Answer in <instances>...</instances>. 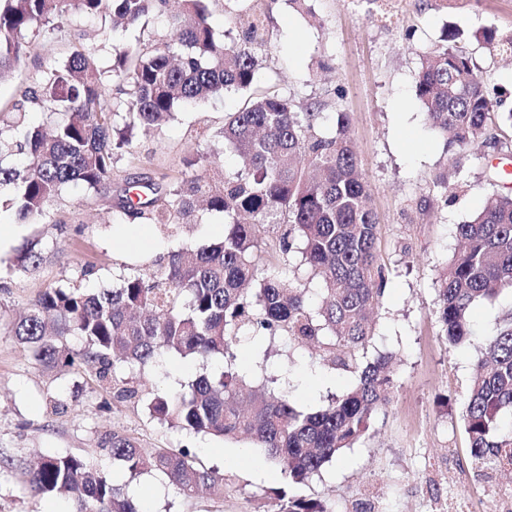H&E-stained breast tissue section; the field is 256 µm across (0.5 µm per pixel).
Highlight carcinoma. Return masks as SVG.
Segmentation results:
<instances>
[{
  "instance_id": "obj_1",
  "label": "carcinoma",
  "mask_w": 512,
  "mask_h": 512,
  "mask_svg": "<svg viewBox=\"0 0 512 512\" xmlns=\"http://www.w3.org/2000/svg\"><path fill=\"white\" fill-rule=\"evenodd\" d=\"M168 15L170 37L153 46L126 49L102 67L97 49L72 47L67 62L47 64L14 103L0 114V200L18 224H28L70 186L98 190L112 177L119 152L136 132L191 103L228 88L246 90L261 66L265 17L240 18L238 37L227 42L210 23L211 0H181ZM168 0H0V78L30 51L29 34L68 16L111 18L113 26L148 24ZM487 45L512 56V33L488 31ZM416 97L432 129L447 145L488 143L498 102L486 90L472 58L459 47L429 55L415 77ZM42 121H29L32 109ZM321 104L298 106L285 94H258L224 116L213 138L243 160L231 175H203L210 154L184 159L179 177L148 183L129 181L112 207V226L144 219L172 233L195 224L200 209L232 218L219 242L168 255L154 273L122 277L116 287L89 292L46 289L10 334L44 366L74 362L68 337L85 347L79 356L112 398L124 402L137 391L117 371L144 367L164 357L224 361V370L204 373L188 389L156 395L150 416L163 425L221 440L250 439L294 484L318 474L346 448L362 440L370 420L390 402L391 354L363 363L361 350L373 338L371 314L386 285L375 263L379 224L370 192L349 138V115H337L335 131L318 129ZM284 225L277 238L284 257L301 255L320 280L315 297L290 278L288 267L259 271L264 234ZM462 249L436 279V314L442 335L454 347L470 343V310L480 300L512 295V194L500 193L468 223L456 227ZM43 248L32 242L7 266L6 274L36 269ZM278 337L316 347L320 356L358 377L357 384L315 411L293 406L264 391L241 406L246 377L236 368L233 346L241 338ZM464 430L470 462L490 478L512 466V307L484 337ZM112 460L135 477L160 472L188 497L220 490L224 475L206 469L189 448H145L119 433L101 438ZM29 491L61 499L68 512H141L108 471L73 454L42 458L29 472ZM278 512H329L319 500L290 498L272 490Z\"/></svg>"
}]
</instances>
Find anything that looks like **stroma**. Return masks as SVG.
I'll use <instances>...</instances> for the list:
<instances>
[{
  "mask_svg": "<svg viewBox=\"0 0 512 512\" xmlns=\"http://www.w3.org/2000/svg\"><path fill=\"white\" fill-rule=\"evenodd\" d=\"M392 22L381 21L374 0H311L313 16L295 11L288 0H263L268 17L263 65L251 90L180 108L150 134L138 137L130 153L115 164L100 191L68 188L31 224L0 232V268L31 241L46 246L39 268L17 273L0 291V512H46L48 498L25 489V473L40 457L71 453L104 467L112 459L99 445L118 432L148 448H193L200 461L224 475L221 492L187 497L159 473L144 475L127 490L141 512H274L270 489L325 501L330 512H353L372 497L379 512H454L452 495L485 512L499 487L512 476H480L467 457L463 413L480 356L477 344L449 347L440 332L436 277L457 254L458 224L467 222L502 192L512 172V61L480 41L482 31H512V0H401ZM165 19L152 15L146 30H112L100 21H67L61 30L40 32L31 53L0 82V110L10 111L32 75L47 63L66 61L75 38L98 45V62L107 66L115 51L148 44L167 34ZM458 33L485 86L498 99L499 147L466 151L445 147L427 122L415 94V75L423 59L440 48L446 33ZM282 93L297 104L322 105L323 131H332L337 113L350 117L349 133L369 185L379 233L378 265L388 278L367 359L392 352L395 387L386 409L372 419L366 437L343 450L319 476L288 485L279 468L246 440L222 443L191 436L154 421L145 401L156 393L186 388L219 360L175 359L130 374L139 399L112 400L82 364L46 367L10 336L12 322L41 291L58 285L89 289L112 287L122 276L151 268L177 249L216 242L209 225L223 214L206 212L199 224L166 237L154 225H137L136 242H123L113 230L109 210L125 178L157 180L177 176L183 160L224 124V115L242 108L251 94ZM463 155L461 175L449 176L447 192L434 183L447 162ZM92 268L81 277L82 268ZM237 364L250 384L262 388L275 377V392L304 411L315 410L356 383L354 374L312 358L308 349L265 339L241 343ZM58 401L63 413H53Z\"/></svg>",
  "mask_w": 512,
  "mask_h": 512,
  "instance_id": "stroma-1",
  "label": "stroma"
}]
</instances>
